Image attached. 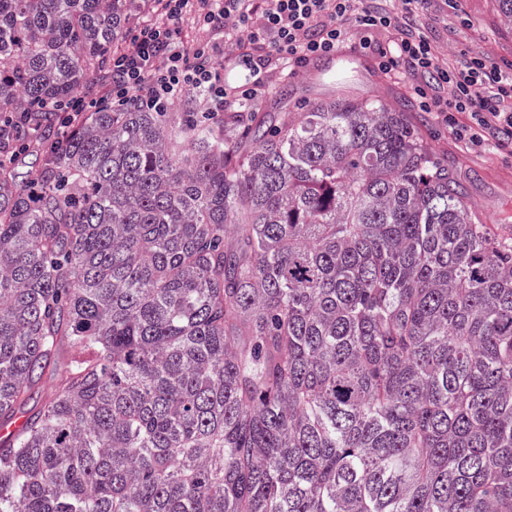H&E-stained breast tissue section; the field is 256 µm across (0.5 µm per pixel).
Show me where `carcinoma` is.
<instances>
[{
	"label": "carcinoma",
	"instance_id": "carcinoma-1",
	"mask_svg": "<svg viewBox=\"0 0 512 512\" xmlns=\"http://www.w3.org/2000/svg\"><path fill=\"white\" fill-rule=\"evenodd\" d=\"M154 7L0 0V512H512V233L408 113L131 103L45 151Z\"/></svg>",
	"mask_w": 512,
	"mask_h": 512
}]
</instances>
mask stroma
I'll return each instance as SVG.
<instances>
[{
	"label": "stroma",
	"mask_w": 512,
	"mask_h": 512,
	"mask_svg": "<svg viewBox=\"0 0 512 512\" xmlns=\"http://www.w3.org/2000/svg\"><path fill=\"white\" fill-rule=\"evenodd\" d=\"M417 27L435 50L439 61L450 64L474 55L488 58L505 72L512 71V30L500 21L496 0H432L429 13L416 20ZM294 99L310 102L329 96L336 89V77L323 75L303 80L301 75L271 79L259 103L264 112H276L282 88ZM348 89L366 98L398 97L422 123L427 143L452 165L465 187L474 213L492 224L512 222V150L489 139L474 148L455 138L437 113L423 111L408 80H387L378 69L351 74Z\"/></svg>",
	"instance_id": "35a3bbf8"
}]
</instances>
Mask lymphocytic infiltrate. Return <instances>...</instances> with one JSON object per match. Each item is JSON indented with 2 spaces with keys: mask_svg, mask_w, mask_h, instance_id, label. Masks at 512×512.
<instances>
[{
  "mask_svg": "<svg viewBox=\"0 0 512 512\" xmlns=\"http://www.w3.org/2000/svg\"><path fill=\"white\" fill-rule=\"evenodd\" d=\"M393 15L382 4L363 0H158L156 13L144 20L127 47L112 56V75L60 104L55 114L59 138L98 105L117 107L136 101L155 112L183 96L200 92L212 118L223 117L237 102L254 101L266 81L268 57L276 55L285 73L311 58L336 52L359 30L362 52L372 54L380 71L408 75L425 111L443 114L455 137L478 146L491 138L512 141V73L498 71L477 55L448 67L440 65L430 42L415 26L429 0H402ZM220 30L248 78L226 84L223 64L212 43L187 47L180 35L185 18ZM392 32L381 43L380 31Z\"/></svg>",
  "mask_w": 512,
  "mask_h": 512,
  "instance_id": "f902f5d3",
  "label": "lymphocytic infiltrate"
}]
</instances>
